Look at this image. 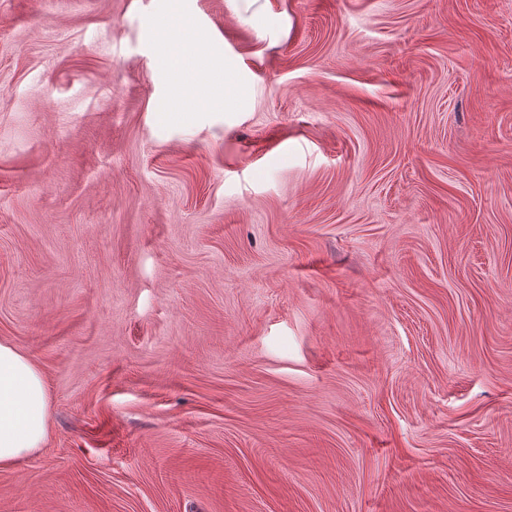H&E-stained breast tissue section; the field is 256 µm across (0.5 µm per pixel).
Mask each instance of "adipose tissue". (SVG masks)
Listing matches in <instances>:
<instances>
[{
  "instance_id": "1",
  "label": "adipose tissue",
  "mask_w": 512,
  "mask_h": 512,
  "mask_svg": "<svg viewBox=\"0 0 512 512\" xmlns=\"http://www.w3.org/2000/svg\"><path fill=\"white\" fill-rule=\"evenodd\" d=\"M238 21L263 37L283 32V17L265 0H229ZM198 28L185 0H169L150 32L162 77L160 126L203 129L228 123L244 112L249 84L238 62L220 57L214 40L188 43ZM50 433L47 389L40 369L15 345L0 342V467L36 454Z\"/></svg>"
}]
</instances>
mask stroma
Masks as SVG:
<instances>
[{"mask_svg":"<svg viewBox=\"0 0 512 512\" xmlns=\"http://www.w3.org/2000/svg\"><path fill=\"white\" fill-rule=\"evenodd\" d=\"M166 0H0V512H512V0H228L242 118L156 125ZM238 21L258 30L264 39L277 38L283 33L281 14H273L267 8L268 0H228ZM50 426L40 369L18 347L0 342V467L36 454Z\"/></svg>","mask_w":512,"mask_h":512,"instance_id":"stroma-1","label":"stroma"}]
</instances>
